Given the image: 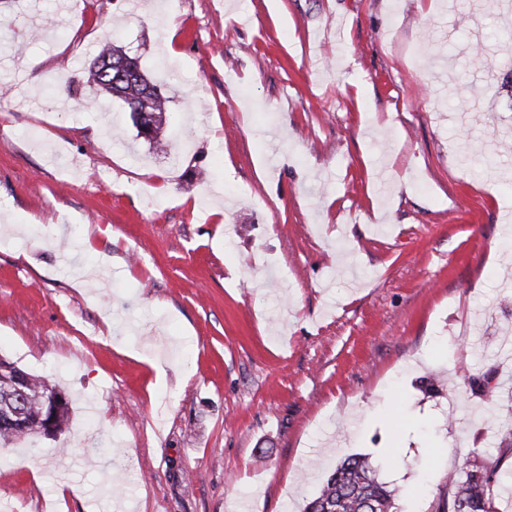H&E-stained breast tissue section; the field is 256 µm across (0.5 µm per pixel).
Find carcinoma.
Returning a JSON list of instances; mask_svg holds the SVG:
<instances>
[{
    "mask_svg": "<svg viewBox=\"0 0 512 512\" xmlns=\"http://www.w3.org/2000/svg\"><path fill=\"white\" fill-rule=\"evenodd\" d=\"M88 82L95 90L121 100L135 126L146 127L152 133L150 144L163 145L162 130L166 123L168 98L158 85L147 78L139 59L122 48L103 43L89 65ZM29 377L28 397L22 403L29 419L27 430L20 431L0 424V447L22 437L40 435L37 417L44 396L57 388L44 377L14 367ZM489 374L471 380L473 392L484 397L497 395V386ZM499 447L502 454L490 462L479 453L468 458L463 467L447 476L445 491L431 503L432 512H497L492 494L493 483L501 471L503 460L512 458V422L506 424ZM395 490L378 480L367 458L349 456L324 479L316 496L305 512H394Z\"/></svg>",
    "mask_w": 512,
    "mask_h": 512,
    "instance_id": "obj_1",
    "label": "carcinoma"
}]
</instances>
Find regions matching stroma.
<instances>
[{
  "label": "stroma",
  "mask_w": 512,
  "mask_h": 512,
  "mask_svg": "<svg viewBox=\"0 0 512 512\" xmlns=\"http://www.w3.org/2000/svg\"><path fill=\"white\" fill-rule=\"evenodd\" d=\"M0 25V358L70 408L0 447V512H302L351 455L431 512L499 457L512 0H0ZM106 39L169 97L168 153L92 103Z\"/></svg>",
  "instance_id": "1"
}]
</instances>
